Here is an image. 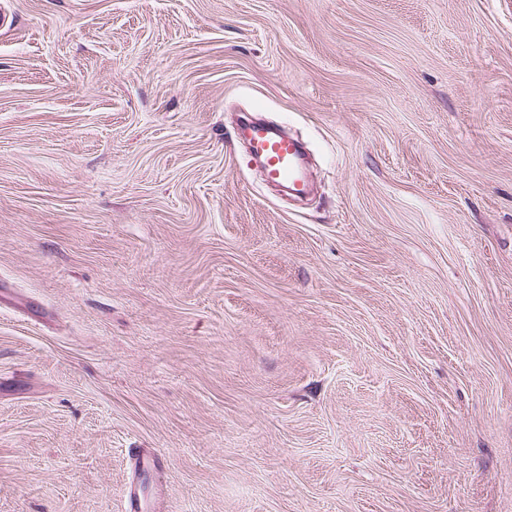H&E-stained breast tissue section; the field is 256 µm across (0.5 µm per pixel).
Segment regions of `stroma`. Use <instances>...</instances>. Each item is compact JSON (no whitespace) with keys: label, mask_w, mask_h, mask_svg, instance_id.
Segmentation results:
<instances>
[{"label":"stroma","mask_w":512,"mask_h":512,"mask_svg":"<svg viewBox=\"0 0 512 512\" xmlns=\"http://www.w3.org/2000/svg\"><path fill=\"white\" fill-rule=\"evenodd\" d=\"M9 2L0 512H512V0ZM250 153L262 162L264 177L271 182H286L296 193L307 188L300 146L287 134L263 125L244 130Z\"/></svg>","instance_id":"stroma-1"}]
</instances>
